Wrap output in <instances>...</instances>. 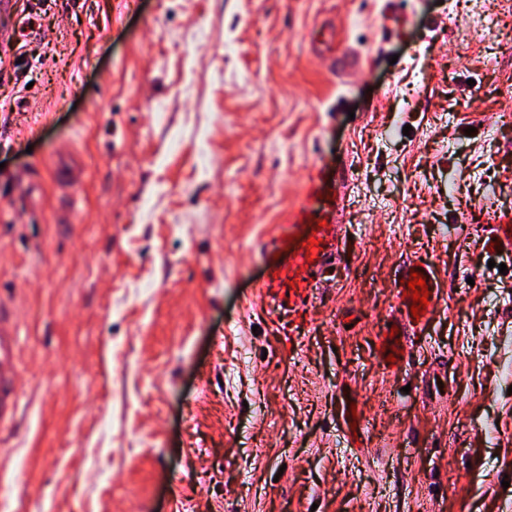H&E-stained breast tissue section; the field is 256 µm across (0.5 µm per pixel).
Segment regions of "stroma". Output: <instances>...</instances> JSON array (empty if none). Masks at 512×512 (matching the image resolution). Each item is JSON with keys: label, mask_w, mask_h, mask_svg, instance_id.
<instances>
[{"label": "stroma", "mask_w": 512, "mask_h": 512, "mask_svg": "<svg viewBox=\"0 0 512 512\" xmlns=\"http://www.w3.org/2000/svg\"><path fill=\"white\" fill-rule=\"evenodd\" d=\"M44 7L0 111V512H512V0ZM315 166L354 233L293 345L258 290ZM416 259L444 297L392 368ZM79 165L71 152H61L51 167L55 182L75 186L79 184ZM486 245L497 242L494 249H504L507 253L512 252V224H489L484 231ZM20 330L8 303L0 296V435L10 431L21 406Z\"/></svg>", "instance_id": "35a3bbf8"}]
</instances>
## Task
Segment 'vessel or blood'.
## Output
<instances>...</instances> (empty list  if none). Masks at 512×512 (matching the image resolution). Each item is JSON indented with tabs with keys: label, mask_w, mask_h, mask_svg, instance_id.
I'll list each match as a JSON object with an SVG mask.
<instances>
[{
	"label": "vessel or blood",
	"mask_w": 512,
	"mask_h": 512,
	"mask_svg": "<svg viewBox=\"0 0 512 512\" xmlns=\"http://www.w3.org/2000/svg\"><path fill=\"white\" fill-rule=\"evenodd\" d=\"M79 165L69 152H61L51 168L55 182L77 185ZM351 233L348 225L337 223L335 212H327L319 220L299 225L290 219L281 228L282 237L288 238L285 246H277L266 260L267 275L262 296L270 302L279 315L296 319L316 299L321 277L335 264L340 242ZM421 272L428 286L430 306H437L441 299L440 281L432 265L414 261L402 268L399 306L405 324L412 330L424 329L428 315L413 317L411 301L407 296V279L411 271ZM20 330L8 303L0 299V433L11 430L21 406L18 378L21 372Z\"/></svg>",
	"instance_id": "1"
}]
</instances>
